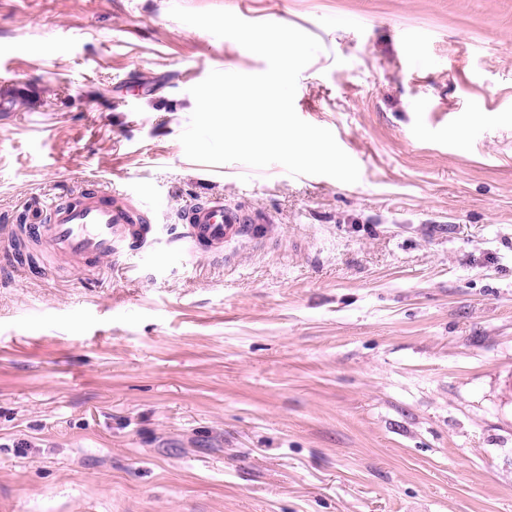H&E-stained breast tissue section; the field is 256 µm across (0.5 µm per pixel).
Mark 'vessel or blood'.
<instances>
[{
    "mask_svg": "<svg viewBox=\"0 0 512 512\" xmlns=\"http://www.w3.org/2000/svg\"><path fill=\"white\" fill-rule=\"evenodd\" d=\"M181 221L188 224L198 244L218 257L224 253L225 240L254 218L226 206L223 198L209 197L187 208ZM151 231L145 213L127 202L123 193L96 183L87 184L66 201L53 202L45 223L31 228L48 253L76 264L115 259Z\"/></svg>",
    "mask_w": 512,
    "mask_h": 512,
    "instance_id": "b4317fda",
    "label": "vessel or blood"
}]
</instances>
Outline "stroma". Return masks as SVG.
<instances>
[{"mask_svg":"<svg viewBox=\"0 0 512 512\" xmlns=\"http://www.w3.org/2000/svg\"><path fill=\"white\" fill-rule=\"evenodd\" d=\"M174 4L314 36L359 182L189 160L267 63ZM92 179L155 227L117 274L28 231ZM210 196L265 219L219 260ZM0 512H512V0H0ZM194 240L216 257L224 253V240L237 235L243 224H260L258 219L241 210L224 205L222 197H207L181 215Z\"/></svg>","mask_w":512,"mask_h":512,"instance_id":"obj_1","label":"stroma"}]
</instances>
